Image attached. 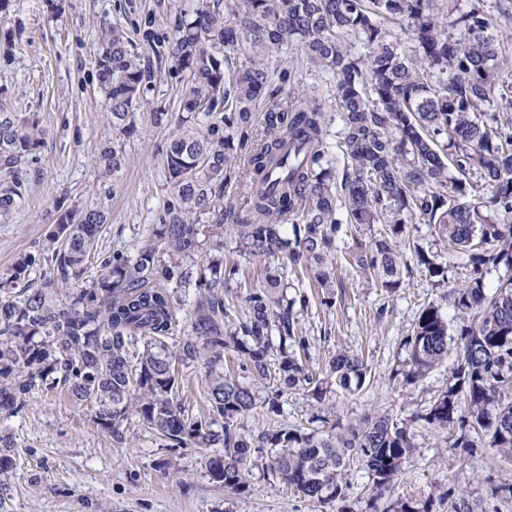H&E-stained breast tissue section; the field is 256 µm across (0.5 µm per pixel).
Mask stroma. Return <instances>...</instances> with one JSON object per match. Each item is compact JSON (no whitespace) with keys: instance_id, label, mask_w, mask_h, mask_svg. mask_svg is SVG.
I'll return each instance as SVG.
<instances>
[{"instance_id":"obj_1","label":"stroma","mask_w":512,"mask_h":512,"mask_svg":"<svg viewBox=\"0 0 512 512\" xmlns=\"http://www.w3.org/2000/svg\"><path fill=\"white\" fill-rule=\"evenodd\" d=\"M188 0H10L0 12V41L11 40L10 59L0 58V108L40 113L47 128L45 144L25 166L26 194L8 223H0V270L23 253L40 247L60 202L103 208L108 215L98 251L135 255L137 248L171 197L162 148L172 125L158 126L153 113L180 117L181 85L156 44L171 32L175 14ZM441 15L455 20L480 8L507 37L502 75L512 76V0H436ZM122 27L140 46L154 74L131 121L133 132H114L107 101L98 84L93 49L100 20ZM289 97L318 100L328 131L327 159L342 171L346 158L340 144L341 109L335 80L325 70L302 63L285 86ZM119 143L125 159L114 180H102L95 158L103 146ZM386 232L342 228L336 239L333 268L335 303L325 306L309 279L289 274L292 290L307 293L309 305L298 315L309 341V364L321 373L329 356L350 351L363 356L368 374L354 394L338 392L329 400V422L348 425L368 416L388 414L404 420L428 405L445 387L452 360H445L418 385L400 387L392 378L403 340L413 332L421 310L438 306L449 328L463 321L449 297L465 283L467 256L436 241L429 225L412 224L407 232L447 268L446 283H437L412 257L404 284L386 292L349 264L358 243ZM0 431L13 435L16 467L0 482V512H336L335 505L313 502L287 490L264 462L249 476L241 495L225 492L209 479L199 452L167 448L139 419L128 420L126 441L118 445L100 429L89 406L64 390L32 399L16 416H0ZM414 446L402 463L396 496L421 500L448 489H463L486 512H512V501L490 496V485L512 484V461L495 448L469 458L451 446V434L424 423L412 427Z\"/></svg>"}]
</instances>
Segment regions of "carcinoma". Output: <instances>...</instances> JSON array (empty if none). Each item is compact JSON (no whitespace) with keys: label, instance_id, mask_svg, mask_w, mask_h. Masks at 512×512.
Masks as SVG:
<instances>
[{"label":"carcinoma","instance_id":"carcinoma-1","mask_svg":"<svg viewBox=\"0 0 512 512\" xmlns=\"http://www.w3.org/2000/svg\"><path fill=\"white\" fill-rule=\"evenodd\" d=\"M404 26L416 42L407 56L388 40L385 24ZM455 24L454 38L435 14L434 0H191L179 11L173 34L163 38L171 67L183 76L181 112L165 148L168 200L132 257L119 252L97 256L98 235L107 221L97 207H56L45 242L0 271V414L13 416L28 402L61 387L90 405L93 421L117 444L124 426L137 417L170 448H195L210 479L225 490H248L253 463L267 467L297 493L323 504L345 502L346 476L357 463L380 497L401 476L413 448L418 421L453 432L452 447L474 456L485 446L512 459V277L489 290L485 273L512 272V116L477 117L497 85L500 44L494 24L474 8ZM371 48L361 69L346 46L351 34ZM250 50L238 68L225 66V52L239 41ZM330 72L342 112L346 223L386 224L387 236L354 254L356 266L395 292L402 287L397 239L414 220L433 226L438 239L468 254L467 281L451 291L454 308L476 313L455 335L439 307L422 309L403 346L406 358L394 379L400 387L418 384L455 354L446 386L427 409L402 421L383 414L319 435L280 423L282 398L306 391L322 403L340 388L365 383L364 359L340 351L319 377L301 358L308 340L294 306L304 309L305 293L288 299L284 261L293 271L313 275L330 288L328 259L341 222L336 218L335 177L323 166L328 149L322 106L285 99L273 85L267 60L281 63L279 80L291 77L297 58ZM94 62L109 105L112 129L126 130L151 72L135 45L110 27ZM500 98L512 107V86L502 82ZM262 106L261 122L253 120ZM196 113L209 118L192 122ZM47 130L37 112L0 110V219L6 220L24 190L22 166L36 156ZM447 136L461 171L491 189L487 201L459 181L448 180L438 138ZM244 158L235 190L247 209L229 204L216 213L237 159ZM116 146L99 152V176L110 179L123 165ZM205 215L218 224H203ZM235 230L237 253L268 265L261 284L244 295L237 322L226 305V290L249 280L241 264L224 255V225ZM205 258L197 261L204 243ZM414 261L445 282L446 266L436 255L414 247ZM33 288H18L31 271ZM195 289L190 332L176 344L166 339L178 326L177 301L169 284ZM252 384L224 372V354ZM207 370L208 412L196 415L180 399L183 370ZM262 409L266 429L251 434L238 418ZM12 435L0 432V478L15 464ZM476 512L479 504L462 490L434 500L396 498L390 512Z\"/></svg>","mask_w":512,"mask_h":512}]
</instances>
